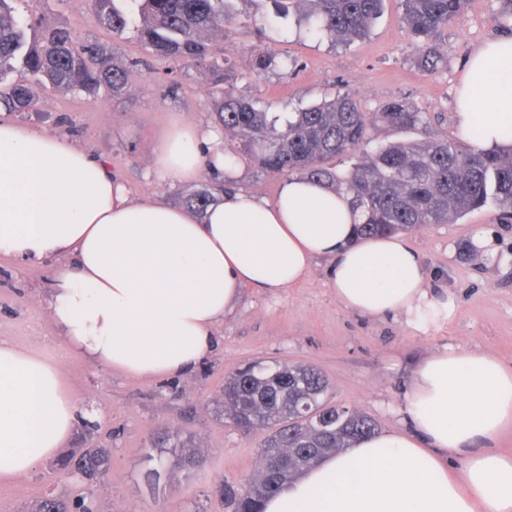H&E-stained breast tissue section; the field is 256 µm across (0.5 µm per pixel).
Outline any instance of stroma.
Here are the masks:
<instances>
[{"mask_svg":"<svg viewBox=\"0 0 512 512\" xmlns=\"http://www.w3.org/2000/svg\"><path fill=\"white\" fill-rule=\"evenodd\" d=\"M498 6L499 0H470L437 42L447 67L436 75L418 64L401 23L400 0H386L370 38L347 46L299 34L285 19L258 35L251 18L268 11L267 0H234L236 20L211 46L227 60L225 83L243 96L271 102L273 111L293 112L339 89L349 91L366 112L405 99L429 117L433 137L458 142L462 136L452 121L456 89L472 52L506 35L494 19ZM38 14L44 24L73 28L137 68L120 96L49 93L32 111L13 113V121L64 135L107 159L133 200L173 203L195 190V183L161 178L152 161L174 120L212 126L213 73L191 66L168 81L163 61L96 26L85 0H41ZM266 51L294 61V68L256 74L253 58ZM482 227L493 233L494 256L472 242ZM408 237L426 265L431 288L448 291L456 303L452 320L420 331L343 310L326 283L329 262L321 259L295 287L274 293L245 289L235 311L217 326L215 349L193 372L147 381L63 352L47 311L56 263L21 266L0 258V339L59 357L70 390L100 421L95 438L111 451L110 473L94 488L101 512H230L219 488L241 487L258 471L262 437L225 422L215 401L225 376L246 362L315 366L330 382L333 403L372 416L387 432L404 428L412 375L434 351L447 345L475 349L512 365V217L489 206L453 224L423 225ZM167 431L191 437L205 465L162 476L155 484L147 479L160 466L153 440ZM81 489L80 482L52 475L44 463L26 477L0 481V512H27L44 493L70 497Z\"/></svg>","mask_w":512,"mask_h":512,"instance_id":"1","label":"stroma"}]
</instances>
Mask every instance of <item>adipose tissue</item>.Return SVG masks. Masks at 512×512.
<instances>
[{
    "label": "adipose tissue",
    "instance_id": "obj_1",
    "mask_svg": "<svg viewBox=\"0 0 512 512\" xmlns=\"http://www.w3.org/2000/svg\"><path fill=\"white\" fill-rule=\"evenodd\" d=\"M455 124L481 150L512 146V36L469 58ZM155 172L180 182L204 171L228 184L204 214L162 200L132 202L106 164L58 134L0 120V256L63 257L48 299L67 349L152 380L185 375L212 351L214 329L248 288L298 284L320 257L346 311L414 329L456 305L427 286L403 234L355 239L346 194L307 177L274 199L237 187L241 164L218 130L179 122L160 139ZM79 405L57 362L0 340V481L29 475L72 435ZM408 430L369 436L324 458L269 497L264 512H512V366L444 347L416 370ZM462 458L461 474L449 462Z\"/></svg>",
    "mask_w": 512,
    "mask_h": 512
}]
</instances>
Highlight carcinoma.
<instances>
[{
    "instance_id": "carcinoma-1",
    "label": "carcinoma",
    "mask_w": 512,
    "mask_h": 512,
    "mask_svg": "<svg viewBox=\"0 0 512 512\" xmlns=\"http://www.w3.org/2000/svg\"><path fill=\"white\" fill-rule=\"evenodd\" d=\"M273 15L292 18L298 29L348 45L367 38L383 11L384 0H269ZM96 24L112 39L133 37L152 56L171 64L169 73L190 66L224 70L225 60L208 44L235 20L230 0H86ZM468 0H402V23L421 69L442 70L437 39ZM38 0H0V110L28 112L37 90L124 91L133 75L98 43L69 28L48 27L37 18ZM215 123L224 130V150L262 171L288 178L302 175L327 183L351 197L363 236L411 231L423 224H450L485 206L512 211V148L483 151L448 139L393 142L371 149L369 130H422L428 118L410 102L394 99L377 112H364L348 92L306 106L288 117L270 111L272 103L246 98L218 83L211 90ZM352 160L345 170L335 160ZM226 184L210 179L180 203L202 213L218 201ZM220 416L242 431H265L263 464L246 494L229 488L232 512H258L261 503L320 459L378 431L377 421L337 406L329 382L303 364L261 361L224 380L217 400ZM171 448V467L191 470L203 458L190 442L158 438L156 448ZM110 449L80 448L57 459L56 472L94 486L109 473ZM31 512H98L93 493L69 500L48 493Z\"/></svg>"
}]
</instances>
